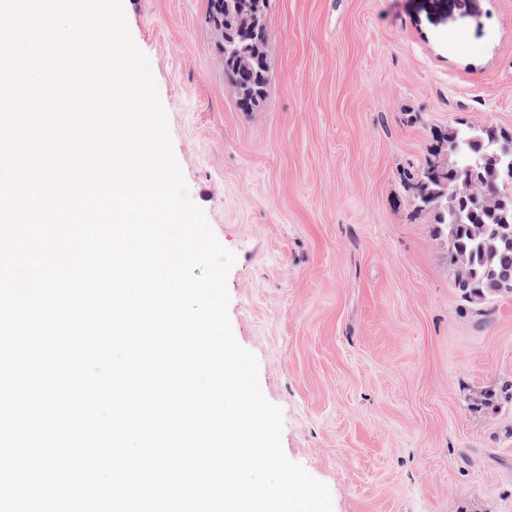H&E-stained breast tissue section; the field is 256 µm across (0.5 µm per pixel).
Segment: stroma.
I'll list each match as a JSON object with an SVG mask.
<instances>
[{"instance_id":"obj_1","label":"stroma","mask_w":512,"mask_h":512,"mask_svg":"<svg viewBox=\"0 0 512 512\" xmlns=\"http://www.w3.org/2000/svg\"><path fill=\"white\" fill-rule=\"evenodd\" d=\"M191 200L236 256L228 307L333 512H512V296L454 286L401 170L429 131L512 132V0H271L238 111L206 0H123Z\"/></svg>"}]
</instances>
